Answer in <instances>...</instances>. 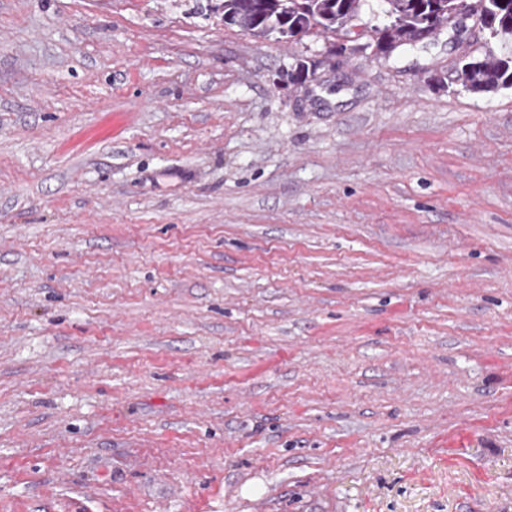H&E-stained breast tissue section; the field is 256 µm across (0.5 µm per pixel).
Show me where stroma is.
<instances>
[{
  "instance_id": "35a3bbf8",
  "label": "stroma",
  "mask_w": 512,
  "mask_h": 512,
  "mask_svg": "<svg viewBox=\"0 0 512 512\" xmlns=\"http://www.w3.org/2000/svg\"><path fill=\"white\" fill-rule=\"evenodd\" d=\"M216 2L0 0V512H512V89Z\"/></svg>"
}]
</instances>
